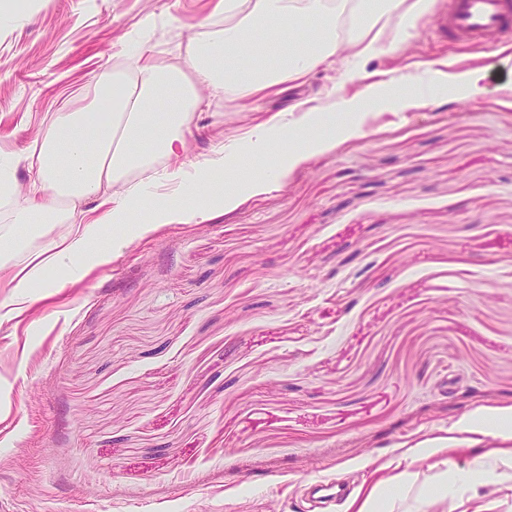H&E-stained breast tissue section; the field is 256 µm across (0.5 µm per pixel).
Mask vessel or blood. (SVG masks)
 Masks as SVG:
<instances>
[{
	"instance_id": "vessel-or-blood-1",
	"label": "vessel or blood",
	"mask_w": 512,
	"mask_h": 512,
	"mask_svg": "<svg viewBox=\"0 0 512 512\" xmlns=\"http://www.w3.org/2000/svg\"><path fill=\"white\" fill-rule=\"evenodd\" d=\"M439 38L466 48L483 46L489 38L512 43V0H448V10L434 22ZM344 484L321 477L308 485L316 507L345 495Z\"/></svg>"
}]
</instances>
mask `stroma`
I'll use <instances>...</instances> for the list:
<instances>
[{
    "label": "stroma",
    "mask_w": 512,
    "mask_h": 512,
    "mask_svg": "<svg viewBox=\"0 0 512 512\" xmlns=\"http://www.w3.org/2000/svg\"><path fill=\"white\" fill-rule=\"evenodd\" d=\"M215 4L37 0L0 18V154L85 105L146 19L145 54L180 63ZM430 24L402 41L382 19L371 57L348 49L247 108L215 100L189 157L431 64L481 70V95L379 104L266 192L75 276L47 269L0 310V512H312L310 479L362 492L476 408L512 407V50L459 51Z\"/></svg>",
    "instance_id": "stroma-1"
}]
</instances>
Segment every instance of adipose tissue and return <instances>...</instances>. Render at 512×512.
<instances>
[{"mask_svg": "<svg viewBox=\"0 0 512 512\" xmlns=\"http://www.w3.org/2000/svg\"><path fill=\"white\" fill-rule=\"evenodd\" d=\"M222 2L223 11L202 20L200 32L190 37L181 66L158 63L136 39L126 38L115 54L120 74L95 75L97 95L57 113L28 154L11 157L12 165L27 164L31 183L20 206L16 182L0 174V202L7 204L11 223L47 217L73 229L16 268L12 292L0 297L1 310L28 297L43 268L59 263L75 274L85 265L108 263L152 225L205 222L243 196L276 185L288 165L322 151L337 133H361L359 100L346 107L355 114L354 123L342 127L327 105L298 101L242 138L217 142L195 159L184 157L212 99H261L285 83L304 84L344 47L372 54L367 26L397 17L404 40L430 9V0H375L354 18L358 33L345 42L336 36L337 0ZM93 196L105 208L102 216L76 218L78 206ZM431 443L481 447L480 461L466 470L428 474L418 465L419 454L410 453L394 474L351 501L352 512H426L430 504L454 501L468 487L512 482V408L476 409Z\"/></svg>", "mask_w": 512, "mask_h": 512, "instance_id": "ef3b65f1", "label": "adipose tissue"}]
</instances>
